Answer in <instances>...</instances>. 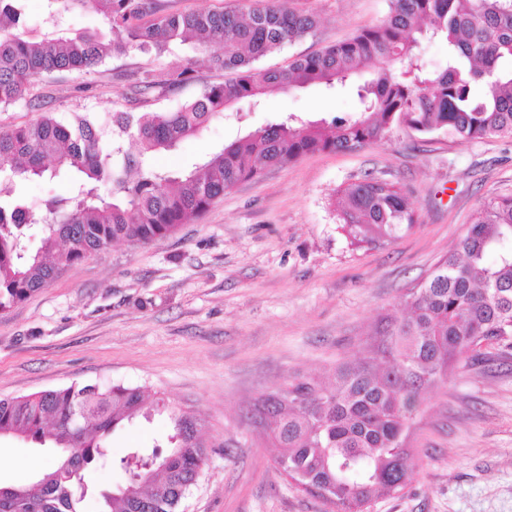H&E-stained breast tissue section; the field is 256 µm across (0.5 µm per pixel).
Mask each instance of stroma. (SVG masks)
I'll use <instances>...</instances> for the list:
<instances>
[{
	"instance_id": "35a3bbf8",
	"label": "stroma",
	"mask_w": 512,
	"mask_h": 512,
	"mask_svg": "<svg viewBox=\"0 0 512 512\" xmlns=\"http://www.w3.org/2000/svg\"><path fill=\"white\" fill-rule=\"evenodd\" d=\"M289 4L320 24L261 58L260 68L278 69L351 38L390 8L389 0ZM176 61L132 51L92 74L37 78L39 106L1 107L0 127L44 112H174L227 78L201 61L193 82L161 93L137 95L124 79ZM356 107L344 89L272 93L260 107L244 103L240 116L212 121L154 163L178 170L246 128L290 113L341 116ZM367 173L403 187L418 222L358 248L336 221L334 191ZM493 195H512L510 138L462 144L398 126L373 146L264 168L174 234L112 245L0 314V398L72 385L141 388L151 416L108 436L113 458L161 442L173 407L191 409L216 444L181 512H334L275 468L255 403L292 377L325 376L361 355L382 319L399 313L402 296L447 256ZM159 398L166 402L160 410ZM407 445L416 463L407 486L366 512H512V349L488 343L465 354L447 381L425 394ZM55 458L38 444L1 437L0 483L26 482Z\"/></svg>"
}]
</instances>
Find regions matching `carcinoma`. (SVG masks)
<instances>
[{"mask_svg": "<svg viewBox=\"0 0 512 512\" xmlns=\"http://www.w3.org/2000/svg\"><path fill=\"white\" fill-rule=\"evenodd\" d=\"M49 22L76 8L102 16L109 35L53 29L25 36L27 0H0V104L37 106L35 80L66 70L91 73L131 50L162 56L193 44L209 64L236 73L176 112L116 109L0 128V313L27 300L65 268L114 242L143 245L204 214L224 193L315 152L356 150L385 140L395 125L420 134L445 132L460 142L512 137V0H390L379 24L287 67L255 66L260 58L313 33L318 20L284 0H249L243 9L162 13L157 0H47ZM423 38L447 47L446 65L430 70L416 49ZM359 106L343 116L249 129L190 168H157L155 155L199 136L241 101L260 104L272 90L345 85L362 69ZM191 60L127 76L140 95L189 83ZM61 173L67 196L45 201L40 246L26 245L37 224L10 186ZM112 186V193L101 189ZM338 221L354 246L376 245L417 223L397 183L372 174L341 185ZM380 341L336 365L330 385L296 376L260 400L274 420L276 469L329 496L336 512H365L375 499L408 484L415 467L406 446L422 395L447 379L461 356L483 341L512 348V196L489 199L474 224L432 273L403 299ZM138 387L69 386L0 398V436L51 444L67 454L28 482L0 485V512H83L84 470L115 464L126 484L102 496L103 512H179L214 444L199 418L171 414L167 450L132 451L115 461L112 431L144 411Z\"/></svg>", "mask_w": 512, "mask_h": 512, "instance_id": "cac0c4a2", "label": "carcinoma"}]
</instances>
